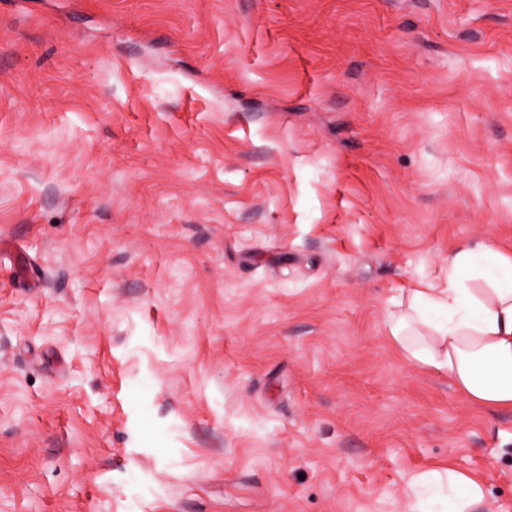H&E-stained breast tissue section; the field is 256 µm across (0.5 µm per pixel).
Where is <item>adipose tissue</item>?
I'll list each match as a JSON object with an SVG mask.
<instances>
[{
	"label": "adipose tissue",
	"mask_w": 512,
	"mask_h": 512,
	"mask_svg": "<svg viewBox=\"0 0 512 512\" xmlns=\"http://www.w3.org/2000/svg\"><path fill=\"white\" fill-rule=\"evenodd\" d=\"M391 342L413 363L447 374L467 400L512 409V254L490 242L458 245L448 282L412 289L388 322ZM435 488L445 512H469L484 497L473 474L448 467L412 475L410 491Z\"/></svg>",
	"instance_id": "adipose-tissue-1"
}]
</instances>
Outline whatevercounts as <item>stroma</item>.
I'll return each mask as SVG.
<instances>
[{"mask_svg":"<svg viewBox=\"0 0 512 512\" xmlns=\"http://www.w3.org/2000/svg\"><path fill=\"white\" fill-rule=\"evenodd\" d=\"M464 241L512 0H0V512H512V409L388 340ZM424 486L435 488L442 500L443 507L437 512H468L484 497L481 481L473 474L459 470L448 464V468L414 474L408 482L412 497L417 489ZM448 493H445V490Z\"/></svg>","mask_w":512,"mask_h":512,"instance_id":"35a3bbf8","label":"stroma"}]
</instances>
